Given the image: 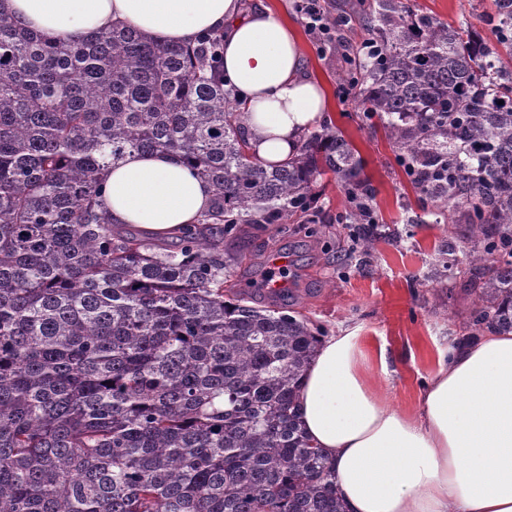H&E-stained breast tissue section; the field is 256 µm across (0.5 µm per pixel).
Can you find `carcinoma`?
I'll list each match as a JSON object with an SVG mask.
<instances>
[{"label":"carcinoma","instance_id":"obj_1","mask_svg":"<svg viewBox=\"0 0 512 512\" xmlns=\"http://www.w3.org/2000/svg\"><path fill=\"white\" fill-rule=\"evenodd\" d=\"M338 74L422 208L463 211L468 338L512 332V0L453 26L414 0H355ZM224 35L165 44L115 26L51 42L0 13V512H344L297 418L320 332L271 290L234 288L224 241L314 223L317 177L372 189L332 124L287 162L251 152L224 88ZM170 154L212 203L167 240L112 223L105 172ZM356 225L359 255L376 228Z\"/></svg>","mask_w":512,"mask_h":512}]
</instances>
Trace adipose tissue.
<instances>
[{
    "instance_id": "ef3b65f1",
    "label": "adipose tissue",
    "mask_w": 512,
    "mask_h": 512,
    "mask_svg": "<svg viewBox=\"0 0 512 512\" xmlns=\"http://www.w3.org/2000/svg\"><path fill=\"white\" fill-rule=\"evenodd\" d=\"M0 11L37 34L75 40L115 25L162 43L224 34V79L246 105L252 153L291 157L327 108L302 67L294 31L267 8L240 0H0ZM211 186L165 153L127 155L106 177L113 223L182 235L210 205ZM361 326L321 340L301 382L308 439L333 464L347 512H512V334L453 343L412 413L372 380Z\"/></svg>"
}]
</instances>
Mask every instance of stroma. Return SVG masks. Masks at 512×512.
<instances>
[{"label":"stroma","mask_w":512,"mask_h":512,"mask_svg":"<svg viewBox=\"0 0 512 512\" xmlns=\"http://www.w3.org/2000/svg\"><path fill=\"white\" fill-rule=\"evenodd\" d=\"M244 4L270 8L297 33L305 71L327 96L325 119L344 131L364 160L376 190L379 237L369 262L361 263L350 251L349 227L336 221L347 208L345 194L324 177L317 184L320 223L262 225L227 245L238 261L235 282L248 288L266 267L282 262L293 310L328 335L361 325L372 347L384 348L391 369L387 376L373 372V379L397 409L414 410L440 351L465 332L470 309L463 289L470 276L465 227L436 223L422 211L382 129L364 118L355 99L342 97L334 53L309 36L295 0Z\"/></svg>","instance_id":"obj_1"}]
</instances>
